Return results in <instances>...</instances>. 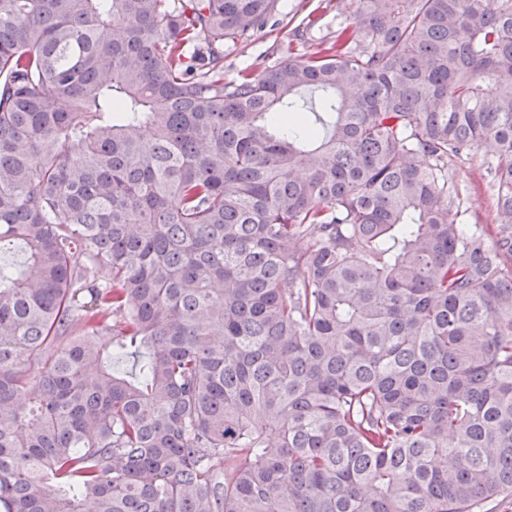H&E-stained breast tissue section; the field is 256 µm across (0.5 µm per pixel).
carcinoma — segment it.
<instances>
[{"mask_svg":"<svg viewBox=\"0 0 512 512\" xmlns=\"http://www.w3.org/2000/svg\"><path fill=\"white\" fill-rule=\"evenodd\" d=\"M275 3L0 0V512L512 497V0H352L225 78ZM495 146L486 144L474 150L467 159H448V187L459 210L461 224H480L490 243L496 240L497 223L495 196L488 163L494 160Z\"/></svg>","mask_w":512,"mask_h":512,"instance_id":"cac0c4a2","label":"carcinoma"}]
</instances>
